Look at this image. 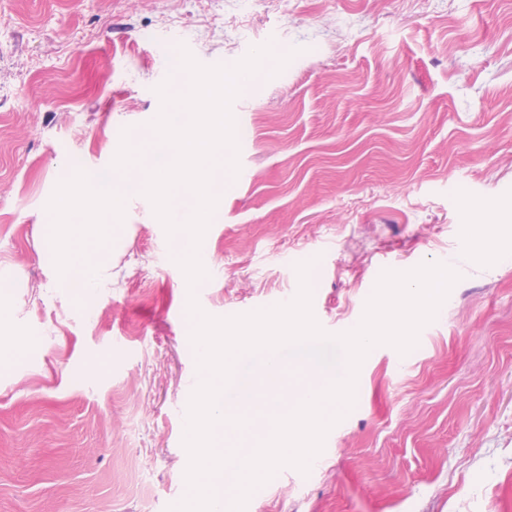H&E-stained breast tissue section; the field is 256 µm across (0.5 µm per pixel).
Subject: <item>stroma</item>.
I'll return each mask as SVG.
<instances>
[{"label": "stroma", "instance_id": "1", "mask_svg": "<svg viewBox=\"0 0 512 512\" xmlns=\"http://www.w3.org/2000/svg\"><path fill=\"white\" fill-rule=\"evenodd\" d=\"M0 0V512H167L187 493L195 295L230 317L290 302L360 322L386 269L456 260L458 281L400 354L374 347L353 408L308 473L284 467L248 512H512V0ZM291 53L232 103L245 180L205 233L189 291L141 196L105 288L57 287L46 205L109 170L146 128L178 48L231 65ZM94 301L96 316L85 303Z\"/></svg>", "mask_w": 512, "mask_h": 512}]
</instances>
